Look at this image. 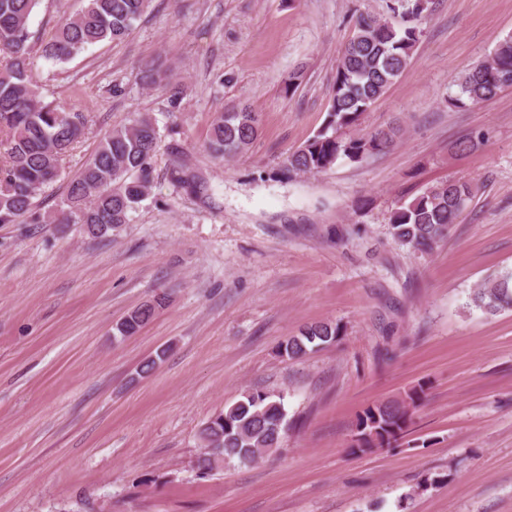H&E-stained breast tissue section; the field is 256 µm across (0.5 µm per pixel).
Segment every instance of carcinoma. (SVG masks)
<instances>
[{"instance_id": "1", "label": "carcinoma", "mask_w": 512, "mask_h": 512, "mask_svg": "<svg viewBox=\"0 0 512 512\" xmlns=\"http://www.w3.org/2000/svg\"><path fill=\"white\" fill-rule=\"evenodd\" d=\"M39 0H0V132L5 164L0 166V224L27 218L44 221L35 198L58 176L62 163L84 135L87 116L48 101L33 82L35 56L65 63L102 41L121 40L148 11L152 0H88L86 8L62 20L36 41L29 18ZM429 0H385L381 14L356 17L354 32L336 67L329 121L316 135L288 156V171L318 173L343 156L352 161L389 148L401 128L388 126L368 136L342 139L339 129L356 125L361 115L403 74L422 36L419 22ZM147 87L171 84V75L155 65L140 71ZM512 82V36L499 40L490 58L467 69L457 79L450 104L466 108L494 99ZM258 134L256 112L237 104L215 117L207 143L216 158L246 153ZM160 133L154 119L141 114L130 124L112 129L67 185L60 222L82 224L96 237L128 223L130 212L149 195L151 159ZM474 198L470 182L450 178L426 188L394 209L389 223L396 243L428 253L448 236L452 225ZM471 304L489 314L512 308V274L496 276L474 289ZM163 304L158 298L133 310L116 325L114 338L135 334ZM341 327L316 322L300 335L281 343L279 353L291 359L310 349L335 343ZM425 395L424 386L406 398L367 407L359 416L355 443L360 449L390 448L404 437L412 410ZM291 422L285 395L248 392L206 421L198 432L205 449L199 468L219 463L254 464L275 454Z\"/></svg>"}]
</instances>
